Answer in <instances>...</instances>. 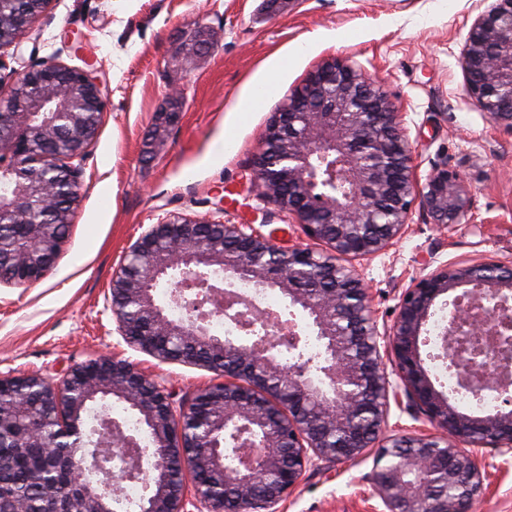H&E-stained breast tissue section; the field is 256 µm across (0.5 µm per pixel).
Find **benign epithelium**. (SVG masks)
I'll return each instance as SVG.
<instances>
[{
    "label": "benign epithelium",
    "instance_id": "benign-epithelium-1",
    "mask_svg": "<svg viewBox=\"0 0 512 512\" xmlns=\"http://www.w3.org/2000/svg\"><path fill=\"white\" fill-rule=\"evenodd\" d=\"M14 2L0 0V71L8 67L3 49L20 43L49 0H25L22 11L6 12L4 5ZM213 46L204 33L180 65ZM461 65L467 98L512 130V0H496L475 19ZM106 98L92 64L71 67L53 58L0 96V158L8 161L0 172L14 175L11 197L0 195V215L47 211L57 223H71L85 150ZM251 166L256 199L288 213L308 243L285 248L252 224L222 218H168L128 246L107 304L129 346L162 363L213 371L221 381L177 402L117 356L75 364L56 383L36 372L1 375L0 395L16 397L0 400V431L24 428L18 447L40 449L32 463L37 473L68 450L70 486L47 487L37 501H15L0 512H110L119 489L102 462L108 453L123 461L120 478L148 482L143 512H280L308 471L359 459L371 448L370 484L384 512H472L485 480L479 449L512 456V386L478 365L486 349L512 343V266L436 267L403 291L396 320L382 336L352 264L401 238L416 201L436 224L468 223L463 178L444 164L420 182L403 113L376 80L340 58L312 71L273 114ZM23 224L21 242L6 246L0 238V285L29 287L59 258L63 236L54 225ZM210 268L224 269L225 280L205 294L199 288ZM241 280L280 292L288 312L256 306L236 292ZM162 281L174 301L186 303L185 315L172 317L157 303L154 285ZM450 292L446 340L455 348L448 360L463 368L464 386L503 397L484 416L458 411L424 367L422 328L436 300ZM207 303L242 335L211 334L202 311ZM298 313L325 342L314 367L299 354L307 331L298 327ZM401 390L431 431L386 435L390 398ZM113 398L139 414L151 447L128 448L116 422L85 428L94 406Z\"/></svg>",
    "mask_w": 512,
    "mask_h": 512
}]
</instances>
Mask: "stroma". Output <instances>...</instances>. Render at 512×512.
I'll use <instances>...</instances> for the list:
<instances>
[{"mask_svg":"<svg viewBox=\"0 0 512 512\" xmlns=\"http://www.w3.org/2000/svg\"><path fill=\"white\" fill-rule=\"evenodd\" d=\"M494 0H50L29 26L0 93L15 73L47 58L92 63L110 95L86 149L82 185L54 269L31 287L0 286V374L62 369L123 354L162 381L175 400L215 383L214 373L162 364L121 343L106 299L127 247L172 215L223 213L283 246L302 242L287 215L264 219L250 198L251 159L274 112L308 74L336 57L375 78L405 112L419 175L444 162L470 191V221L432 224L413 207L405 236L357 261L378 325L391 327L399 297L426 267L491 259L512 265V131L494 125L465 96L461 51L474 20ZM217 41L188 67L174 56L197 26ZM275 69V90L255 111L240 107ZM180 119L160 127L173 88ZM231 150L215 156L223 137ZM484 492L474 512H512V458L487 452ZM371 458L310 472L284 512H381L371 494Z\"/></svg>","mask_w":512,"mask_h":512,"instance_id":"35a3bbf8","label":"stroma"}]
</instances>
